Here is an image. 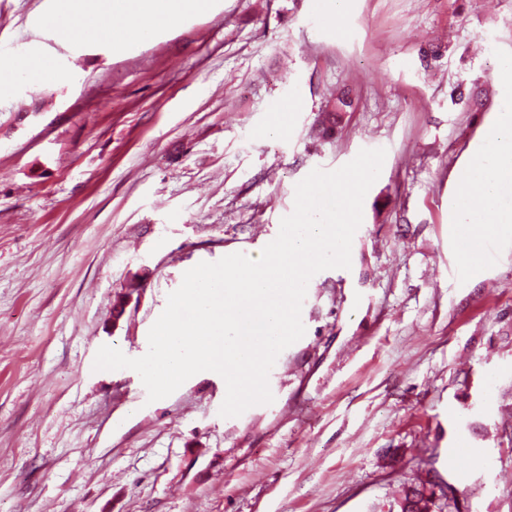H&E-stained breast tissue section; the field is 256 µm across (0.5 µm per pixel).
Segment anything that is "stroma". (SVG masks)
Masks as SVG:
<instances>
[{"label":"stroma","mask_w":512,"mask_h":512,"mask_svg":"<svg viewBox=\"0 0 512 512\" xmlns=\"http://www.w3.org/2000/svg\"><path fill=\"white\" fill-rule=\"evenodd\" d=\"M50 2L0 0V56L63 73L0 76V512H388L429 469L469 512H512V240L465 270L448 222L512 0H347L337 31L308 0H212L120 49L58 41ZM378 148L351 267L310 280L272 403L225 418L223 378L151 403L91 370L106 344L147 352L186 266L259 255L299 181Z\"/></svg>","instance_id":"stroma-1"}]
</instances>
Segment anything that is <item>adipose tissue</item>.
Returning a JSON list of instances; mask_svg holds the SVG:
<instances>
[{
    "label": "adipose tissue",
    "mask_w": 512,
    "mask_h": 512,
    "mask_svg": "<svg viewBox=\"0 0 512 512\" xmlns=\"http://www.w3.org/2000/svg\"><path fill=\"white\" fill-rule=\"evenodd\" d=\"M126 23L112 13V0H54L52 14L62 18L55 35L72 39L80 26L94 20L110 34L113 47H124L140 38L142 30H156L176 23L206 0H125ZM505 91L498 117L483 136L484 144L467 162L465 174L450 200L455 226L478 230L481 238L512 237V56L499 61Z\"/></svg>",
    "instance_id": "ef3b65f1"
}]
</instances>
